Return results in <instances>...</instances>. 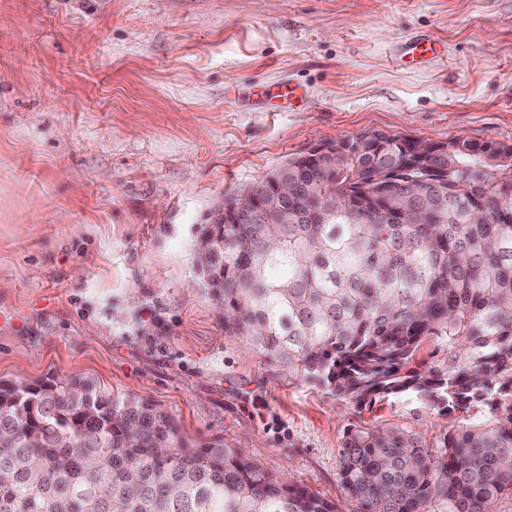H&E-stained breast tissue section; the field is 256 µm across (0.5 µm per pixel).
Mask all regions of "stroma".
Masks as SVG:
<instances>
[{
	"label": "stroma",
	"instance_id": "35a3bbf8",
	"mask_svg": "<svg viewBox=\"0 0 512 512\" xmlns=\"http://www.w3.org/2000/svg\"><path fill=\"white\" fill-rule=\"evenodd\" d=\"M421 33L442 54L400 60ZM367 130L512 143V0H0V381L91 378L356 512L347 428L432 446L487 409L289 379L193 252L218 197Z\"/></svg>",
	"mask_w": 512,
	"mask_h": 512
}]
</instances>
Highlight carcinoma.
Returning a JSON list of instances; mask_svg holds the SVG:
<instances>
[{
  "label": "carcinoma",
  "instance_id": "1",
  "mask_svg": "<svg viewBox=\"0 0 512 512\" xmlns=\"http://www.w3.org/2000/svg\"><path fill=\"white\" fill-rule=\"evenodd\" d=\"M288 177V216L202 235L224 333L299 379L358 401L413 392L490 409L430 453L354 426L339 482L357 512H495L512 496V144L362 135ZM424 191L403 216L397 189ZM441 365L412 367L427 337ZM0 512H340L239 448L192 442L155 405L82 376L0 383Z\"/></svg>",
  "mask_w": 512,
  "mask_h": 512
}]
</instances>
